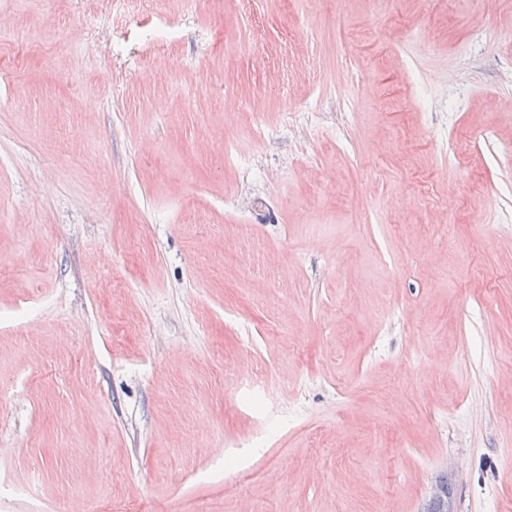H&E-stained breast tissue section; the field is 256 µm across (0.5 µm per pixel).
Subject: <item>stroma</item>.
I'll return each instance as SVG.
<instances>
[{
  "label": "stroma",
  "mask_w": 512,
  "mask_h": 512,
  "mask_svg": "<svg viewBox=\"0 0 512 512\" xmlns=\"http://www.w3.org/2000/svg\"><path fill=\"white\" fill-rule=\"evenodd\" d=\"M443 479L512 512V0H0V512Z\"/></svg>",
  "instance_id": "35a3bbf8"
}]
</instances>
